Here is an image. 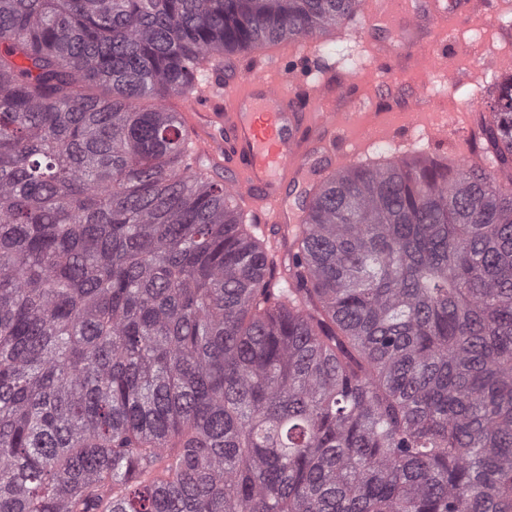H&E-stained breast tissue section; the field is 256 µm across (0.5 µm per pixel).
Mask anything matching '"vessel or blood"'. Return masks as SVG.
I'll return each mask as SVG.
<instances>
[{
  "instance_id": "obj_1",
  "label": "vessel or blood",
  "mask_w": 512,
  "mask_h": 512,
  "mask_svg": "<svg viewBox=\"0 0 512 512\" xmlns=\"http://www.w3.org/2000/svg\"><path fill=\"white\" fill-rule=\"evenodd\" d=\"M406 6V0H363L362 11L372 24L406 14ZM406 16L407 31L426 19L446 34L469 18L470 0H452L448 8L443 0H421ZM283 61L280 53L267 56L266 68L229 81L222 77L224 61L215 59L205 68L203 83L184 95L181 108L205 121L194 139L197 157L234 160L229 191L251 204L261 231L277 227L285 240L300 222L285 202L288 184L330 180L337 168L353 164L364 140L378 131L360 113L333 110L325 88L299 97L302 76Z\"/></svg>"
}]
</instances>
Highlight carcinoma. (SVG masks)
<instances>
[{
	"label": "carcinoma",
	"mask_w": 512,
	"mask_h": 512,
	"mask_svg": "<svg viewBox=\"0 0 512 512\" xmlns=\"http://www.w3.org/2000/svg\"><path fill=\"white\" fill-rule=\"evenodd\" d=\"M361 2L0 0V512H512V73L286 264L167 105Z\"/></svg>",
	"instance_id": "1"
}]
</instances>
